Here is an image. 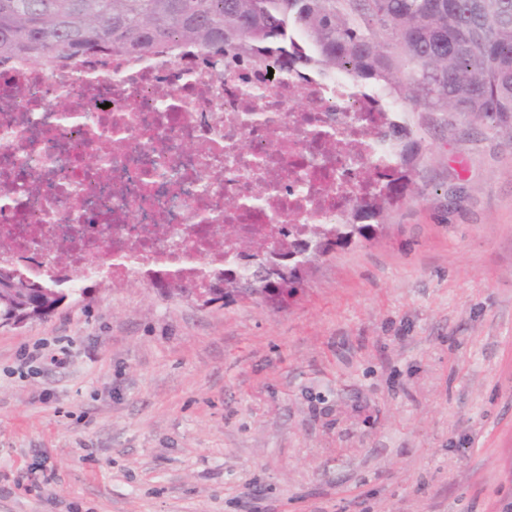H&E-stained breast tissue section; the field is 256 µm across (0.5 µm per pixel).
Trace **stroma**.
Segmentation results:
<instances>
[{
    "mask_svg": "<svg viewBox=\"0 0 512 512\" xmlns=\"http://www.w3.org/2000/svg\"><path fill=\"white\" fill-rule=\"evenodd\" d=\"M400 106L410 196L288 303L102 278L0 329V512L512 504V127Z\"/></svg>",
    "mask_w": 512,
    "mask_h": 512,
    "instance_id": "obj_1",
    "label": "stroma"
}]
</instances>
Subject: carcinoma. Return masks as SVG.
I'll return each instance as SVG.
<instances>
[{
  "mask_svg": "<svg viewBox=\"0 0 512 512\" xmlns=\"http://www.w3.org/2000/svg\"><path fill=\"white\" fill-rule=\"evenodd\" d=\"M295 36L314 54L288 53ZM172 43L201 47L227 69L259 61L287 72L315 62L328 73L372 79L389 95L404 81L412 102L512 125V0H0V59L148 53ZM393 158L396 176L348 211L345 223L282 230L291 242L314 243L291 264L309 265L383 229L385 212L413 183L414 144L394 146ZM263 245L241 238L242 251L224 256L213 280L231 284L241 300L277 293L279 304L295 294L288 281L243 256ZM66 298L30 280L21 304L43 318Z\"/></svg>",
  "mask_w": 512,
  "mask_h": 512,
  "instance_id": "obj_1",
  "label": "carcinoma"
}]
</instances>
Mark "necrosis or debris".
Instances as JSON below:
<instances>
[{"mask_svg": "<svg viewBox=\"0 0 512 512\" xmlns=\"http://www.w3.org/2000/svg\"><path fill=\"white\" fill-rule=\"evenodd\" d=\"M208 59L0 64V266L71 289L104 275L191 280L237 249L215 225L342 223L388 151L352 119L385 129L393 103L312 65L246 81Z\"/></svg>", "mask_w": 512, "mask_h": 512, "instance_id": "4bbe7bcc", "label": "necrosis or debris"}]
</instances>
